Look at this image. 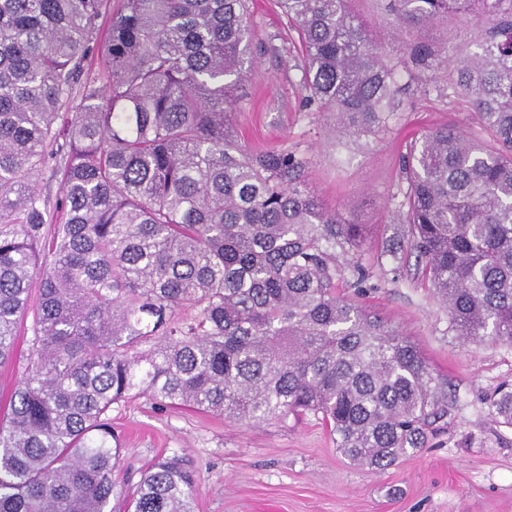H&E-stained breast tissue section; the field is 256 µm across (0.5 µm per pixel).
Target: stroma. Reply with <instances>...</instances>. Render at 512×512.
<instances>
[{
  "instance_id": "1",
  "label": "stroma",
  "mask_w": 512,
  "mask_h": 512,
  "mask_svg": "<svg viewBox=\"0 0 512 512\" xmlns=\"http://www.w3.org/2000/svg\"><path fill=\"white\" fill-rule=\"evenodd\" d=\"M350 9L389 55L399 53L388 0H352ZM250 11L255 67L231 115L241 143L305 154L311 190L328 209L362 225L358 260L369 278L360 289L341 281L339 291L418 346L445 383L448 414L420 451L368 470L349 464L310 413L245 424L135 396L111 412L123 446L119 481L136 484L156 459L176 455L196 473V512H512V427L498 424L482 402L496 386L512 383V346L449 333L448 313L422 276L393 201L403 185L406 142L444 125L482 137L474 113L412 90L387 130L355 139L334 118L305 110L287 18L272 0H253ZM425 36L440 51L465 53L476 33L462 18Z\"/></svg>"
}]
</instances>
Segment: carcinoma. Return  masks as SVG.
<instances>
[{"mask_svg":"<svg viewBox=\"0 0 512 512\" xmlns=\"http://www.w3.org/2000/svg\"><path fill=\"white\" fill-rule=\"evenodd\" d=\"M350 0H276L304 107L360 139L423 95L475 112L404 155L397 208L448 332L512 345V0H391L392 58ZM463 15L476 50L425 31ZM249 0H0V366L31 319L0 420V512H196L177 456L116 479L112 406L134 395L245 423L311 412L351 464L419 451L448 413L417 345L337 292L360 225L325 209L297 151H247L229 117ZM60 175L55 200L34 185ZM52 225L50 234L44 225ZM512 427V387L484 399Z\"/></svg>","mask_w":512,"mask_h":512,"instance_id":"carcinoma-1","label":"carcinoma"}]
</instances>
